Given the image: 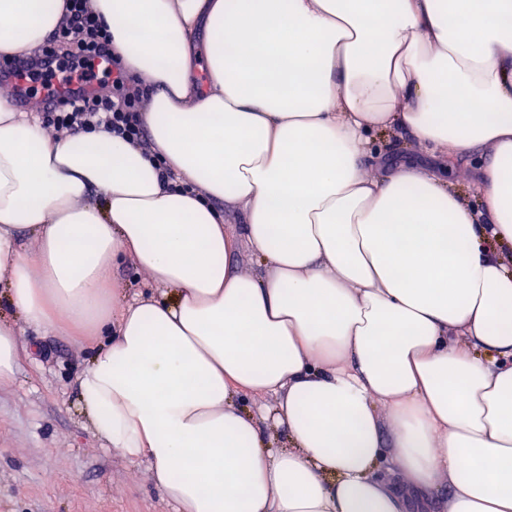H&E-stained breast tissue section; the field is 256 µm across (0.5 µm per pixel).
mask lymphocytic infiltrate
Returning a JSON list of instances; mask_svg holds the SVG:
<instances>
[{
	"instance_id": "f902f5d3",
	"label": "lymphocytic infiltrate",
	"mask_w": 512,
	"mask_h": 512,
	"mask_svg": "<svg viewBox=\"0 0 512 512\" xmlns=\"http://www.w3.org/2000/svg\"><path fill=\"white\" fill-rule=\"evenodd\" d=\"M62 52L68 57L64 66L57 63ZM101 58L108 61L102 73L96 68ZM25 61L29 90L44 95L53 93L62 81L73 77L90 81L103 74L112 83L111 91L96 88L81 102L46 109L43 124L54 134L100 128L135 147L148 149L142 120L145 96L132 85L123 60L113 54L112 34L101 23L91 0H66L62 18L50 38L26 56Z\"/></svg>"
}]
</instances>
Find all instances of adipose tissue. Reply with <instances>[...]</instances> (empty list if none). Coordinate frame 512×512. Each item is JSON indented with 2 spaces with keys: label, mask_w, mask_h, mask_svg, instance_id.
Here are the masks:
<instances>
[{
  "label": "adipose tissue",
  "mask_w": 512,
  "mask_h": 512,
  "mask_svg": "<svg viewBox=\"0 0 512 512\" xmlns=\"http://www.w3.org/2000/svg\"><path fill=\"white\" fill-rule=\"evenodd\" d=\"M63 3L0 0V54ZM92 3L151 149L0 92V383L15 320L97 337L80 409L174 512H512V0ZM382 129L477 155L480 209L370 173ZM118 288H128V291L138 290V288H146L147 277L144 273H137L135 269L127 264L121 269L113 273Z\"/></svg>",
  "instance_id": "obj_1"
}]
</instances>
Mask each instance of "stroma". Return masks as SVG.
Segmentation results:
<instances>
[{
    "label": "stroma",
    "mask_w": 512,
    "mask_h": 512,
    "mask_svg": "<svg viewBox=\"0 0 512 512\" xmlns=\"http://www.w3.org/2000/svg\"><path fill=\"white\" fill-rule=\"evenodd\" d=\"M415 162L447 171L461 193L477 175L465 160L417 152L408 133L376 134L370 167ZM20 346L35 349L14 382L0 386V512H173L149 479L103 448L80 411L76 378L94 347L89 336H48L16 322Z\"/></svg>",
    "instance_id": "1"
}]
</instances>
